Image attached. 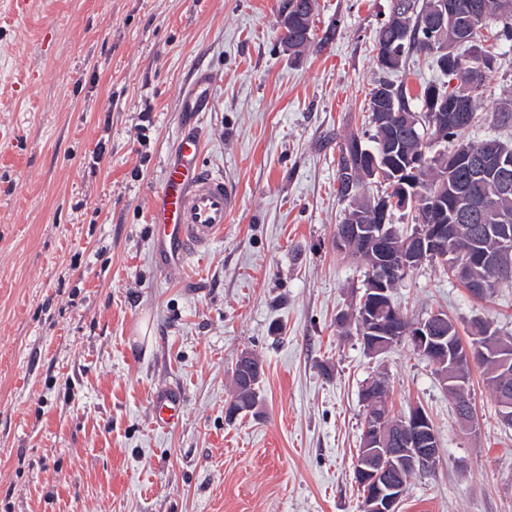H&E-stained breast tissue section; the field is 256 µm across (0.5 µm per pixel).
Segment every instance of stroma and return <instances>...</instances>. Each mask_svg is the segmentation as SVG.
Segmentation results:
<instances>
[{"label":"stroma","mask_w":512,"mask_h":512,"mask_svg":"<svg viewBox=\"0 0 512 512\" xmlns=\"http://www.w3.org/2000/svg\"><path fill=\"white\" fill-rule=\"evenodd\" d=\"M281 0H0V512H359L361 389L424 407L436 468L400 512H512V429L483 367L475 427L410 342L367 355L339 326L365 262L335 247L338 147L365 125L389 0H316L330 40L298 57ZM211 107L186 112L197 72ZM467 137L512 144V46L476 91ZM238 194L222 235L166 265L151 197L186 127ZM394 305L444 311L462 338L512 334V288L481 301L441 264L412 270ZM263 362L258 414L228 418L235 362ZM178 426H157L158 387ZM152 410L159 425L172 427L177 425L183 416V400L177 391L161 389L153 398Z\"/></svg>","instance_id":"1"}]
</instances>
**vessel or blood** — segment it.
I'll use <instances>...</instances> for the list:
<instances>
[{"mask_svg":"<svg viewBox=\"0 0 512 512\" xmlns=\"http://www.w3.org/2000/svg\"><path fill=\"white\" fill-rule=\"evenodd\" d=\"M206 82L205 74L197 75L185 99L187 111H207L210 96L203 89ZM201 152L200 136L181 133L166 183L151 205L153 232L160 251L174 266L186 265L191 257L209 248L238 205L234 190L204 167ZM152 410L159 425L172 427L183 416V401L177 391L162 389L153 398Z\"/></svg>","mask_w":512,"mask_h":512,"instance_id":"b4317fda","label":"vessel or blood"}]
</instances>
